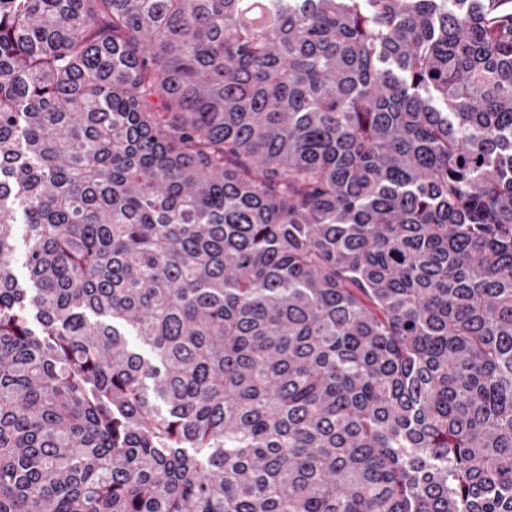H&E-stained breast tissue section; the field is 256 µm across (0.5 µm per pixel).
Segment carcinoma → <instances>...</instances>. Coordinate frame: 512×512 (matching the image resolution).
Instances as JSON below:
<instances>
[{"label": "carcinoma", "instance_id": "1", "mask_svg": "<svg viewBox=\"0 0 512 512\" xmlns=\"http://www.w3.org/2000/svg\"><path fill=\"white\" fill-rule=\"evenodd\" d=\"M0 512H512V0H0Z\"/></svg>", "mask_w": 512, "mask_h": 512}]
</instances>
